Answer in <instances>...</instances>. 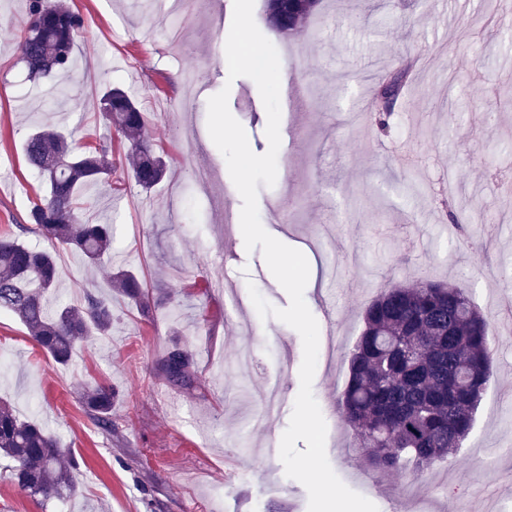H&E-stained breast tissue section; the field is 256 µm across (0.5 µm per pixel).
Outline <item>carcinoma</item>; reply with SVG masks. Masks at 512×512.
Returning a JSON list of instances; mask_svg holds the SVG:
<instances>
[{
    "mask_svg": "<svg viewBox=\"0 0 512 512\" xmlns=\"http://www.w3.org/2000/svg\"><path fill=\"white\" fill-rule=\"evenodd\" d=\"M317 5L299 0L292 26L281 28L274 16L288 18V4L267 0V18L283 33H298ZM30 19L16 37L29 74L67 72L82 18L62 4L30 0ZM105 123L130 143L131 176L148 190L162 180L166 162L147 136V118L129 94L106 88L100 96ZM108 146L78 151L54 129L38 127L24 143L27 164L45 181V191L31 202L25 233L80 251L90 265L112 247V225L93 224L81 213L82 191L112 176ZM62 155L65 163L53 168ZM53 255L0 235V309L12 312L33 340L56 362L69 361L77 343L105 336L112 327V301L84 291L78 305L49 306L59 279ZM121 292L145 296L133 274L115 276ZM495 360V342L487 319L463 288L436 282L383 290L363 312V330L349 359L341 413L357 447L374 472L398 471L408 465L424 471L462 447L486 389ZM191 362L181 349L170 350L162 363L171 383L190 381ZM110 385H98L85 404L101 428L112 429ZM0 458L9 463L17 486L31 496L65 499L74 486V461L58 439L39 422L20 419L0 399Z\"/></svg>",
    "mask_w": 512,
    "mask_h": 512,
    "instance_id": "carcinoma-1",
    "label": "carcinoma"
}]
</instances>
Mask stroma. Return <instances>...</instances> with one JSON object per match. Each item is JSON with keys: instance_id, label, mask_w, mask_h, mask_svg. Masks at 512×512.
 <instances>
[{"instance_id": "obj_1", "label": "stroma", "mask_w": 512, "mask_h": 512, "mask_svg": "<svg viewBox=\"0 0 512 512\" xmlns=\"http://www.w3.org/2000/svg\"><path fill=\"white\" fill-rule=\"evenodd\" d=\"M78 12L74 67L31 78L15 36L28 0H0V234L18 233L42 188L21 144L30 128L64 124L77 146L112 144L111 181L89 188L86 217L112 226V250L97 268L57 249L56 304H79L84 287L112 300L108 335L78 343L56 364L11 312L0 311V399L37 419L76 462L74 492L32 497L0 460V512H308V493L279 458L300 388V335L253 304L226 312V298L256 286L278 308L289 297L261 250L246 251L239 223L214 220L210 201L240 212L241 197L207 130V102L229 88L228 105L251 150L264 154L267 115L253 80H229L225 34L233 0H195L174 15L169 0L139 13L132 0H60ZM254 20L281 63V127L274 186H259L264 229L307 258L304 299L319 325L313 394L327 425L326 455L338 478L378 512H413L414 483L428 512H512V0H320L308 35L271 27L265 0ZM411 64L409 81L380 129L361 111L382 75ZM65 107L48 105L51 86ZM128 91L169 162L143 191L129 175L128 143L105 125V87ZM207 165L219 176L194 178ZM477 212V235L449 232L448 211ZM288 220H274L277 207ZM235 259L225 263V249ZM145 275L148 307L111 287L118 268ZM470 289L497 340L493 375L463 448L426 476L406 468L367 471L338 400L365 306L386 288L417 281ZM180 348L193 382L169 383L162 361ZM280 377V412L253 426L266 381ZM115 387L112 428L84 398Z\"/></svg>"}]
</instances>
